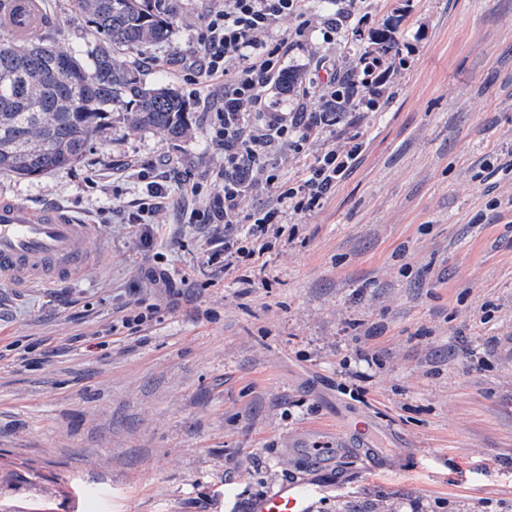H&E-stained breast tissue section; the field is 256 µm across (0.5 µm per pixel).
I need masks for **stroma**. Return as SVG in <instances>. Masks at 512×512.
Wrapping results in <instances>:
<instances>
[{
    "mask_svg": "<svg viewBox=\"0 0 512 512\" xmlns=\"http://www.w3.org/2000/svg\"><path fill=\"white\" fill-rule=\"evenodd\" d=\"M168 41L127 55L193 106L191 138L116 122L86 159L0 194L76 209L91 265L18 294L0 288V512H236L300 470L291 439L335 442L367 419L400 472L340 458L319 512H512V0H360L334 43L338 0H310L312 34L285 71L345 75L388 27L386 103L349 107L331 132L273 153L293 179L321 151L365 149L323 208L287 215L266 283L202 267L220 224H187L179 193L143 245L126 224L147 171L209 184L215 90L183 62L224 0H181ZM49 37L89 45L69 0H39ZM163 268L177 294L155 281ZM160 305L139 330L121 319ZM363 376L364 396L342 393Z\"/></svg>",
    "mask_w": 512,
    "mask_h": 512,
    "instance_id": "35a3bbf8",
    "label": "stroma"
}]
</instances>
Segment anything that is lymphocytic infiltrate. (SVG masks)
<instances>
[{
  "mask_svg": "<svg viewBox=\"0 0 512 512\" xmlns=\"http://www.w3.org/2000/svg\"><path fill=\"white\" fill-rule=\"evenodd\" d=\"M305 0H224L222 9L211 13L200 37L201 53L194 66L199 75L222 86L223 91L211 107L214 140L224 145V164L213 176L209 187L214 204L205 212L188 209L187 223L241 225L240 237H227L223 250L211 251L207 265L218 264L222 253H235L237 279L253 284L263 268L262 259L275 240L287 236L286 214H305L322 208L339 182L351 170L364 150L360 137L346 144L332 145L307 166L301 177L282 178L272 161L273 144L304 151L307 144L336 124V112L329 106L310 112H288L268 101L265 92L277 74L290 48L300 43L309 24L305 19ZM296 18L293 32L275 37L273 28L282 17ZM240 67L230 71L228 60ZM381 57L361 56L353 81L329 77L325 92L330 102L349 97L351 83L367 88L359 108L377 111L384 97L381 89ZM269 192V203L251 214L240 215L239 201L249 192ZM168 205L165 185L149 182L146 194L129 223L138 225L139 238H153V217Z\"/></svg>",
  "mask_w": 512,
  "mask_h": 512,
  "instance_id": "lymphocytic-infiltrate-1",
  "label": "lymphocytic infiltrate"
}]
</instances>
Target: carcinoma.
<instances>
[{
  "label": "carcinoma",
  "mask_w": 512,
  "mask_h": 512,
  "mask_svg": "<svg viewBox=\"0 0 512 512\" xmlns=\"http://www.w3.org/2000/svg\"><path fill=\"white\" fill-rule=\"evenodd\" d=\"M71 8L93 37L84 56L42 36L23 48L0 42V174L68 170L114 120L172 140L191 135L189 101L115 59L169 40L181 0H71Z\"/></svg>",
  "instance_id": "cac0c4a2"
}]
</instances>
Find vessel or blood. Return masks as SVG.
<instances>
[{"mask_svg":"<svg viewBox=\"0 0 512 512\" xmlns=\"http://www.w3.org/2000/svg\"><path fill=\"white\" fill-rule=\"evenodd\" d=\"M49 20L37 0H0V31L14 42L43 35ZM93 226L73 210L48 205L41 208L24 201L0 197V283L27 288L78 276L92 257L87 243ZM350 453L365 472H391L389 449L380 435L369 433L365 424L341 426L332 448H295L309 465L304 476L279 480L254 497L245 512H315L329 490L317 477L340 453Z\"/></svg>","mask_w":512,"mask_h":512,"instance_id":"b4317fda","label":"vessel or blood"}]
</instances>
